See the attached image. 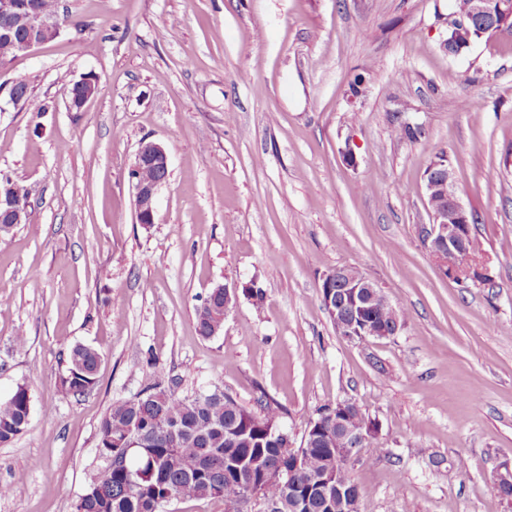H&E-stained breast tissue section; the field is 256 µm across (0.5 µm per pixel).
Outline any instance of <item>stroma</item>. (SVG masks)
<instances>
[{
  "mask_svg": "<svg viewBox=\"0 0 512 512\" xmlns=\"http://www.w3.org/2000/svg\"><path fill=\"white\" fill-rule=\"evenodd\" d=\"M61 3L75 25L0 70V176L30 202L0 235V403L31 397L0 446V512H74L107 409L158 381L270 402L297 441L356 402L386 438L351 461L361 512H512L494 489L512 466V31L454 57V0ZM88 73L97 91L70 111ZM144 139L170 172L148 228L129 177ZM439 153L477 219L474 279L446 277L425 244ZM339 266L402 308L397 335L336 332L320 285ZM250 282L261 297L199 336L209 292ZM77 345L102 356L79 397L62 385Z\"/></svg>",
  "mask_w": 512,
  "mask_h": 512,
  "instance_id": "obj_1",
  "label": "stroma"
}]
</instances>
